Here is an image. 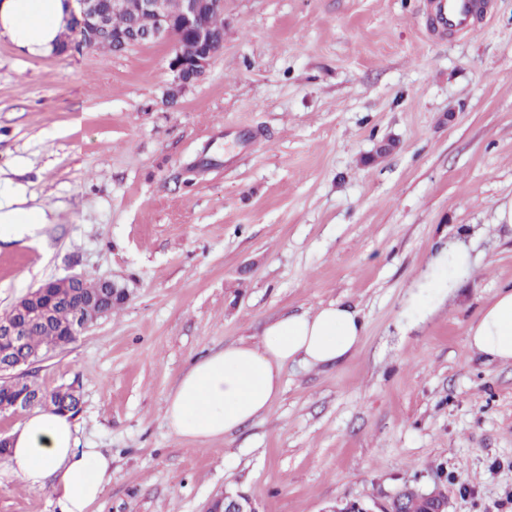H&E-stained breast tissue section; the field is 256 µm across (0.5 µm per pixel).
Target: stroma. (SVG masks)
<instances>
[{
	"instance_id": "35a3bbf8",
	"label": "stroma",
	"mask_w": 512,
	"mask_h": 512,
	"mask_svg": "<svg viewBox=\"0 0 512 512\" xmlns=\"http://www.w3.org/2000/svg\"><path fill=\"white\" fill-rule=\"evenodd\" d=\"M169 53L32 57L0 37V194L23 186L48 218L0 243V314L50 278L129 289L19 371L73 386L80 447L111 454L91 512H201L224 490L259 512H380L442 483L447 512H512V362L467 336L512 287V0L445 38L424 0H225L197 82L176 87ZM458 237L477 267L442 295L429 263ZM332 301L366 322L353 356L286 367L229 436L171 431L193 359ZM0 512L58 508L5 479Z\"/></svg>"
}]
</instances>
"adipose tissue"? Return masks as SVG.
<instances>
[{"mask_svg":"<svg viewBox=\"0 0 512 512\" xmlns=\"http://www.w3.org/2000/svg\"><path fill=\"white\" fill-rule=\"evenodd\" d=\"M70 19L66 0H0V36L23 53L55 51ZM24 191L0 200V241L35 235L46 224ZM366 324L359 311L335 301L269 322L262 340L238 341L194 360L169 395L165 419L178 437L201 444L265 415L283 389L288 364L333 366L359 348ZM472 350L512 361V289L498 291L468 329ZM0 475L32 490H51L59 512H90L112 480V459L78 445L68 413L33 410L15 432Z\"/></svg>","mask_w":512,"mask_h":512,"instance_id":"1","label":"adipose tissue"}]
</instances>
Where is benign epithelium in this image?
<instances>
[{"label":"benign epithelium","mask_w":512,"mask_h":512,"mask_svg":"<svg viewBox=\"0 0 512 512\" xmlns=\"http://www.w3.org/2000/svg\"><path fill=\"white\" fill-rule=\"evenodd\" d=\"M76 8L71 13L70 23L80 22L85 29L86 45L92 46L95 39L110 34L111 28L100 14L93 0H73ZM209 7L208 0H183L179 22L174 23L168 16L167 0H112V9L127 13L147 12L154 16L155 27L146 34L137 32H117L112 35L120 43L119 51L150 42L164 41L172 48L170 69L175 80L182 86L195 82L205 71L214 55L224 47V32H214L203 22V14ZM192 35L200 45L198 54L186 57L181 51V35ZM73 278L50 279L37 288L20 297L11 308L0 314V371L14 370L22 364H31V359L4 358L9 351L18 348L23 342V330L18 323L21 316L36 322L46 317L50 307L47 292L50 288H60L69 284ZM45 394L32 393L23 379L15 380V389L11 397L0 400V414L18 413L21 406L29 409L44 407ZM416 497L428 505L427 512H445V497L436 487L427 494L405 489L395 495L381 512H405V498ZM201 512H258L252 499L243 492L227 491L209 500Z\"/></svg>","instance_id":"benign-epithelium-1"}]
</instances>
